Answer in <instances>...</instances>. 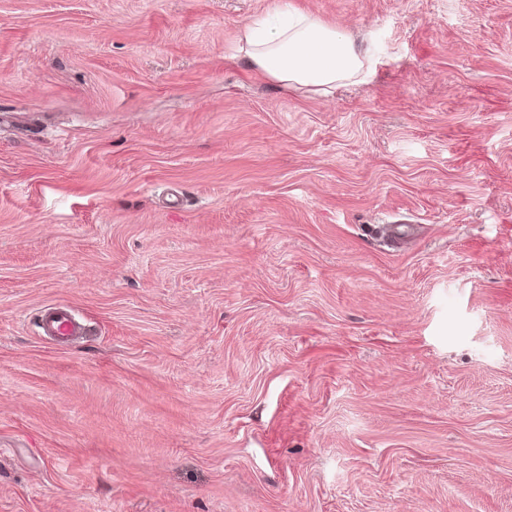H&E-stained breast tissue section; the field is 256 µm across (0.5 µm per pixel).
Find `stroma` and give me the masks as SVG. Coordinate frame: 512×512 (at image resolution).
<instances>
[{"instance_id": "obj_1", "label": "stroma", "mask_w": 512, "mask_h": 512, "mask_svg": "<svg viewBox=\"0 0 512 512\" xmlns=\"http://www.w3.org/2000/svg\"><path fill=\"white\" fill-rule=\"evenodd\" d=\"M289 3L0 0V512H512V0ZM279 14L287 19L247 24L240 33L238 57L253 70L287 88L323 92L367 73L369 52L351 35L298 11ZM40 328L44 334L62 341L84 331V328L64 307H49L47 311L41 312Z\"/></svg>"}]
</instances>
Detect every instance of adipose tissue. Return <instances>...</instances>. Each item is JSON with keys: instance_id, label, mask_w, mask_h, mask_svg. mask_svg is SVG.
Instances as JSON below:
<instances>
[{"instance_id": "adipose-tissue-1", "label": "adipose tissue", "mask_w": 512, "mask_h": 512, "mask_svg": "<svg viewBox=\"0 0 512 512\" xmlns=\"http://www.w3.org/2000/svg\"><path fill=\"white\" fill-rule=\"evenodd\" d=\"M237 52L273 82L323 92L363 77L370 64L368 50L351 35L292 10L280 23L245 25Z\"/></svg>"}]
</instances>
